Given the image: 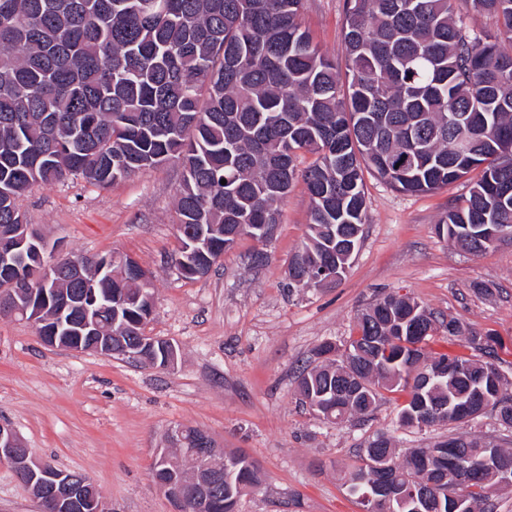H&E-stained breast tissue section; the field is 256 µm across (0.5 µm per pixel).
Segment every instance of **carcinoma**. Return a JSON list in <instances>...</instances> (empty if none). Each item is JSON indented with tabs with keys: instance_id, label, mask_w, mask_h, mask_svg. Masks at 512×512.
<instances>
[{
	"instance_id": "1",
	"label": "carcinoma",
	"mask_w": 512,
	"mask_h": 512,
	"mask_svg": "<svg viewBox=\"0 0 512 512\" xmlns=\"http://www.w3.org/2000/svg\"><path fill=\"white\" fill-rule=\"evenodd\" d=\"M306 0H0V225L15 232L12 267L0 287L139 295L123 256L88 258L81 274L46 275L38 236L19 198L40 184L81 178L107 188L175 163L178 255L217 264L224 233L280 224L293 185H305L310 224L288 265L310 282L315 264L350 265L365 218L364 174L393 189L430 193L464 180L468 196L436 225L438 235L478 254L512 239V0H345V76L302 28ZM495 20L474 30L469 21ZM470 126L465 155L452 147L448 119ZM305 154L313 160L299 167ZM477 176H472L473 172ZM226 184H221V180ZM148 314L141 298L103 320L127 344ZM462 337L482 358L427 350L431 336ZM497 339L465 330L414 298L379 295L342 344L326 341L296 376L302 406L323 423L368 420L384 395L396 425L462 428L472 412L496 414L512 429V392L496 364ZM494 445L462 430L430 448L403 450L376 434L357 450L346 484L362 498L380 484L394 512H494L493 494L511 491L487 467L462 456ZM214 512H237L264 474L239 451L224 453ZM191 469L176 451L153 470L179 483Z\"/></svg>"
}]
</instances>
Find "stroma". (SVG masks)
I'll list each match as a JSON object with an SVG mask.
<instances>
[{"mask_svg":"<svg viewBox=\"0 0 512 512\" xmlns=\"http://www.w3.org/2000/svg\"><path fill=\"white\" fill-rule=\"evenodd\" d=\"M343 19L344 0H307L302 24L340 60ZM180 178L169 164L105 189L80 179L37 186L20 201L28 222L63 254L135 258L155 295L147 331L177 349L174 367H143L46 347L31 323L0 317V422L43 462L86 475L110 512H172L151 465L177 426L200 428L259 464L265 481L242 497L239 512H363L343 479L357 448L379 432L392 433L397 447L421 448L455 431L397 429L395 406L385 400L368 422L337 427L299 404V367L321 343L350 336L383 293L408 295L470 331L493 334L512 379V241L469 255L434 232L467 195L466 184L406 194L366 176L363 233L347 273L297 288L288 261L310 222L303 184L281 205L264 265L251 264L255 243L246 238L204 277L184 279L175 269ZM0 512H42L6 463Z\"/></svg>","mask_w":512,"mask_h":512,"instance_id":"35a3bbf8","label":"stroma"}]
</instances>
